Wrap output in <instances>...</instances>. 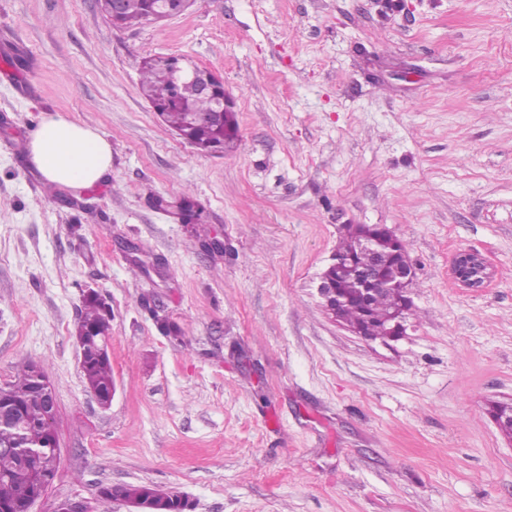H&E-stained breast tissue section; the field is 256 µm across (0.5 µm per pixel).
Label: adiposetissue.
Instances as JSON below:
<instances>
[{"label": "adipose tissue", "instance_id": "ef3b65f1", "mask_svg": "<svg viewBox=\"0 0 512 512\" xmlns=\"http://www.w3.org/2000/svg\"><path fill=\"white\" fill-rule=\"evenodd\" d=\"M31 160L53 184L88 188L112 167V148L91 126L60 115L42 118L30 142Z\"/></svg>", "mask_w": 512, "mask_h": 512}]
</instances>
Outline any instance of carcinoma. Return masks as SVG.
<instances>
[{
  "label": "carcinoma",
  "mask_w": 512,
  "mask_h": 512,
  "mask_svg": "<svg viewBox=\"0 0 512 512\" xmlns=\"http://www.w3.org/2000/svg\"><path fill=\"white\" fill-rule=\"evenodd\" d=\"M163 7L162 0H125L120 27L142 25L148 21L150 10ZM140 87L162 121L189 144L222 151L237 138L238 124L233 111L221 125L191 120V113L209 112L213 103L196 95L190 86L176 84L170 67L164 62L153 57L143 60ZM367 234L376 240L378 253L374 256L358 249L359 242ZM336 254L348 258L347 263L331 272L337 290L345 296L336 314L338 321L354 331H365L371 338L383 340L386 338L384 323L394 311L404 307L407 318L415 316L414 305L406 303L404 286L397 282L400 266L410 262L408 247L388 227L381 224L344 225ZM366 269L374 271L392 286L379 292L375 301L365 307L354 299V294ZM111 322L112 310L102 304L99 293L87 292L83 296L75 337L87 345L88 354L81 371L91 391L106 392L114 383L109 354L99 352L102 338L112 335ZM44 377L46 374L40 366L29 363L0 390L3 400L17 412L14 426L0 427V507L4 512H23L25 505L41 489L42 481L55 473L54 449L47 447L44 408L34 395L36 382ZM117 491L131 498L155 499L158 512L186 510L181 496L174 491H162L148 485H121Z\"/></svg>",
  "instance_id": "cac0c4a2"
}]
</instances>
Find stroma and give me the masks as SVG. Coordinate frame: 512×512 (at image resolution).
I'll return each instance as SVG.
<instances>
[{"label": "stroma", "instance_id": "stroma-1", "mask_svg": "<svg viewBox=\"0 0 512 512\" xmlns=\"http://www.w3.org/2000/svg\"><path fill=\"white\" fill-rule=\"evenodd\" d=\"M166 54L223 80L224 153L142 96ZM48 114L109 141L100 182L36 170ZM346 224L409 247L418 319L390 345L321 304ZM462 250L484 287L454 278ZM92 289L112 307L106 409L74 336ZM27 363L60 444L31 512L111 484L192 512H512L490 414L512 399V0H195L122 30L97 0H0V384ZM453 271L461 283L471 288L481 287L489 278L484 259L472 251H463L456 256ZM117 491L126 497H151L156 500L157 512H187L186 505L182 503L181 496L170 490H163L148 485H121L117 486ZM161 492V495H157Z\"/></svg>", "mask_w": 512, "mask_h": 512}]
</instances>
